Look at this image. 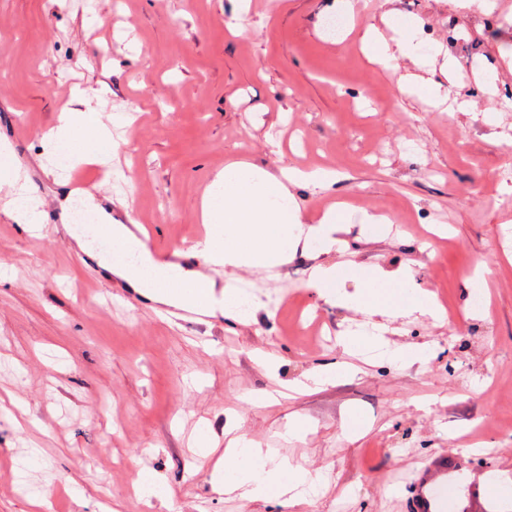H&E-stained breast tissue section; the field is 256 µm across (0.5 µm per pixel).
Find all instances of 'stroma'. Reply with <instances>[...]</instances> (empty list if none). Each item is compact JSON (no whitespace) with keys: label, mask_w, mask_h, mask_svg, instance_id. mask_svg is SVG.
<instances>
[{"label":"stroma","mask_w":512,"mask_h":512,"mask_svg":"<svg viewBox=\"0 0 512 512\" xmlns=\"http://www.w3.org/2000/svg\"><path fill=\"white\" fill-rule=\"evenodd\" d=\"M0 0V142L39 198L42 236L0 210V512H407L419 468L454 455L450 500L467 503L477 474L487 512H512V210L505 132H512V0L492 14L453 0ZM97 15L99 23L84 25ZM246 30L237 33V19ZM410 22L433 69L401 58L373 65L361 35L395 37ZM450 84L471 103L448 117L399 78ZM102 90L112 128L103 181L84 168L58 173L42 138L74 87ZM232 159L278 175L324 167L334 185L294 188L303 221L345 201L348 218L389 213L395 230L350 240L370 264L411 263L435 292L443 320L386 321L389 343L426 349L428 363L394 362L377 350L344 353L364 313L319 298L313 258L297 256L240 273L271 312L241 325L223 317L186 322L174 307L128 292L78 251L59 199L83 187L145 225L150 249L186 248L204 234L199 206ZM350 362L335 384L257 397L304 380L327 360ZM309 433L276 435L291 415ZM207 430L211 452L192 448ZM274 449L318 474L323 492L291 510L283 500L247 503L214 490L224 431ZM47 491L41 509L18 494V463ZM162 476L168 502L144 504L130 477Z\"/></svg>","instance_id":"stroma-1"}]
</instances>
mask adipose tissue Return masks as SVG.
<instances>
[{
	"label": "adipose tissue",
	"instance_id": "1",
	"mask_svg": "<svg viewBox=\"0 0 512 512\" xmlns=\"http://www.w3.org/2000/svg\"><path fill=\"white\" fill-rule=\"evenodd\" d=\"M101 106L98 93L73 88L68 107L42 138L44 151L62 154L73 165L102 163L101 147L110 141L111 131L92 119ZM335 181V172L322 169L284 167L273 176L245 160L226 163L201 201L200 218L209 230L196 244L195 253L211 267L254 272L303 251L318 259L308 286L321 298L383 319L414 313L436 315L432 293L412 288L410 265L388 269L378 264L330 261V254L348 248L345 235L350 227L343 212L332 206L314 223H302L290 189L296 185L320 188ZM0 191L7 197L9 215L30 235H39L42 226L37 207L26 197L19 174L0 180ZM81 201L98 212V234L112 241V256L101 263L108 274L155 303L176 306L183 295L192 294L206 314L242 321L239 295L231 281L217 282L209 274L154 254L132 237L126 224L101 210L93 196L82 195ZM214 480L225 493L249 501L285 496L302 501L312 483L310 471L302 465L288 459L273 460L269 449L242 437L229 440Z\"/></svg>",
	"mask_w": 512,
	"mask_h": 512
}]
</instances>
